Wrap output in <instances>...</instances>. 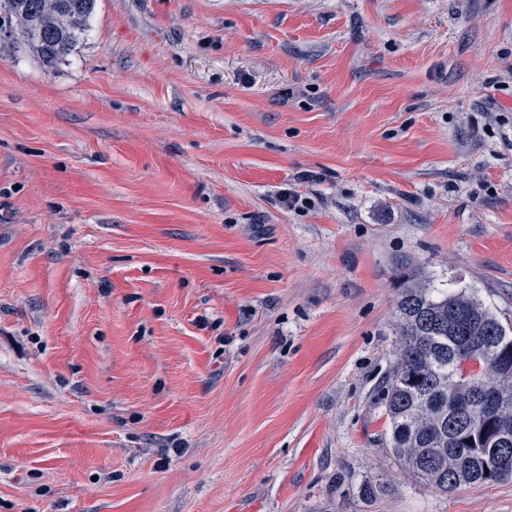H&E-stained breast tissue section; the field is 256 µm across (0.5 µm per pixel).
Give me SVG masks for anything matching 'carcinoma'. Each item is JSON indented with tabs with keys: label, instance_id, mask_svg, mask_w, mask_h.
Wrapping results in <instances>:
<instances>
[{
	"label": "carcinoma",
	"instance_id": "obj_1",
	"mask_svg": "<svg viewBox=\"0 0 512 512\" xmlns=\"http://www.w3.org/2000/svg\"><path fill=\"white\" fill-rule=\"evenodd\" d=\"M96 0H0V44L53 73L85 40ZM396 360L382 389L397 464L448 493L482 484L486 465L512 479V434L494 445L484 430L489 398L512 421V335L474 298L418 276L396 304Z\"/></svg>",
	"mask_w": 512,
	"mask_h": 512
}]
</instances>
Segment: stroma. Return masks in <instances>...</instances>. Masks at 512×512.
Instances as JSON below:
<instances>
[{"label":"stroma","instance_id":"stroma-1","mask_svg":"<svg viewBox=\"0 0 512 512\" xmlns=\"http://www.w3.org/2000/svg\"><path fill=\"white\" fill-rule=\"evenodd\" d=\"M415 273L512 330V0H97L55 73L0 49V512H512L390 453Z\"/></svg>","mask_w":512,"mask_h":512}]
</instances>
